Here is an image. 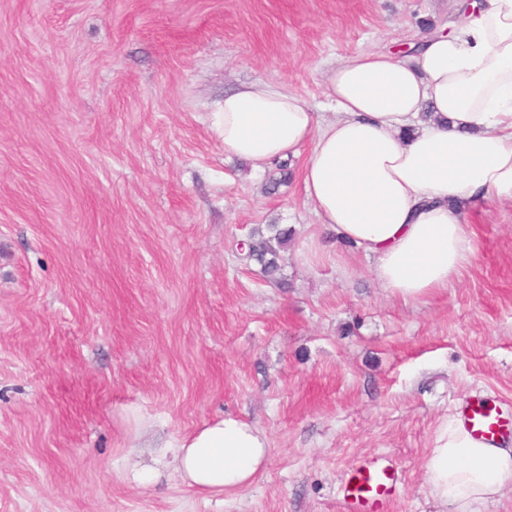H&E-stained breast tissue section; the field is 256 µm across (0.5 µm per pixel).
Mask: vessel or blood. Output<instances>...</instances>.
<instances>
[{
	"mask_svg": "<svg viewBox=\"0 0 512 512\" xmlns=\"http://www.w3.org/2000/svg\"><path fill=\"white\" fill-rule=\"evenodd\" d=\"M471 436L495 444L512 438V412L504 411L498 396L478 392L467 398L459 410ZM401 481L385 458L361 460L346 471L339 492V512H390Z\"/></svg>",
	"mask_w": 512,
	"mask_h": 512,
	"instance_id": "1",
	"label": "vessel or blood"
}]
</instances>
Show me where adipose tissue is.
<instances>
[{
  "label": "adipose tissue",
  "instance_id": "adipose-tissue-1",
  "mask_svg": "<svg viewBox=\"0 0 512 512\" xmlns=\"http://www.w3.org/2000/svg\"><path fill=\"white\" fill-rule=\"evenodd\" d=\"M460 3L448 31L407 53L337 60L323 82L334 119L318 121L305 98L264 79L225 94L211 115L225 153L254 171L304 156L319 222L371 258L380 288L406 301L462 276L472 250L466 210L512 202V0ZM171 446L183 481L207 493L248 486L269 456L266 435L232 415ZM424 470L449 512H482L512 485V448L478 443L452 418Z\"/></svg>",
  "mask_w": 512,
  "mask_h": 512
}]
</instances>
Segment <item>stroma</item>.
Instances as JSON below:
<instances>
[{"mask_svg": "<svg viewBox=\"0 0 512 512\" xmlns=\"http://www.w3.org/2000/svg\"><path fill=\"white\" fill-rule=\"evenodd\" d=\"M452 3L0 0V512H338L376 455L392 512H440L436 430L473 391L512 402V204L467 212L464 276L406 302L319 224L302 158L254 172L210 115L262 77L330 116L338 57ZM269 224L295 231L276 282L236 248ZM226 414L269 439L251 485L201 494L171 459L132 480L135 432Z\"/></svg>", "mask_w": 512, "mask_h": 512, "instance_id": "stroma-1", "label": "stroma"}]
</instances>
